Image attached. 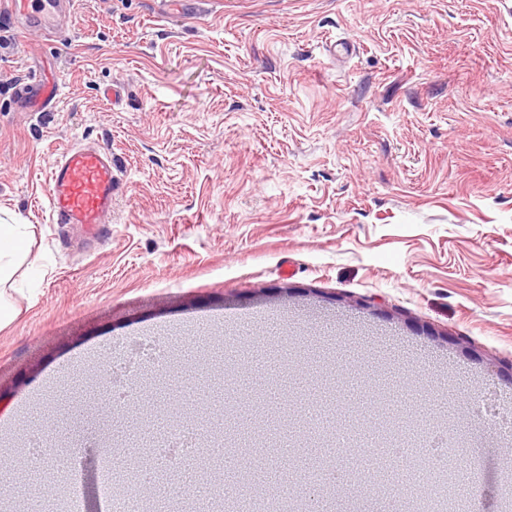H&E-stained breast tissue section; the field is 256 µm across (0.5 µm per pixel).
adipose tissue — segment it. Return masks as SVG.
<instances>
[{
	"label": "adipose tissue",
	"instance_id": "ef3b65f1",
	"mask_svg": "<svg viewBox=\"0 0 512 512\" xmlns=\"http://www.w3.org/2000/svg\"><path fill=\"white\" fill-rule=\"evenodd\" d=\"M31 255L28 225L0 224V326L12 322L17 310L11 301L13 276L26 266Z\"/></svg>",
	"mask_w": 512,
	"mask_h": 512
}]
</instances>
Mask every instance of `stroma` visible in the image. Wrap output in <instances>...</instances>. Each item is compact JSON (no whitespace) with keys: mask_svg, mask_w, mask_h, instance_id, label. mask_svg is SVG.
<instances>
[{"mask_svg":"<svg viewBox=\"0 0 512 512\" xmlns=\"http://www.w3.org/2000/svg\"><path fill=\"white\" fill-rule=\"evenodd\" d=\"M0 51V220L30 225L33 273L0 329V512H50L64 488L25 435L67 449L154 451L129 436L158 413L149 366L130 404L105 371L145 339L184 379L200 348L210 390L275 369L310 392L390 380L422 408L401 430L449 432L481 512H512V0H76L59 35ZM59 95L16 104L32 75ZM112 152V221L52 223L47 173L69 145ZM486 415L487 424L476 421ZM272 443L225 454L265 466Z\"/></svg>","mask_w":512,"mask_h":512,"instance_id":"obj_1","label":"stroma"}]
</instances>
